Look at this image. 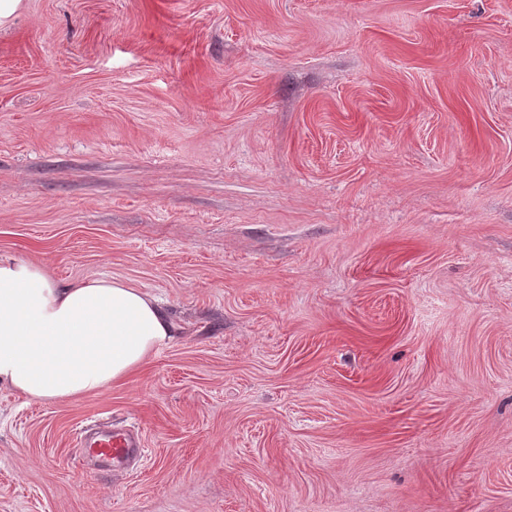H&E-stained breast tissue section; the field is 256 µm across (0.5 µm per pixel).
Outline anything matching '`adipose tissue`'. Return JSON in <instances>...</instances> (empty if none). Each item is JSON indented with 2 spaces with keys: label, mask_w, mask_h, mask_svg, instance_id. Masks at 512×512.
I'll list each match as a JSON object with an SVG mask.
<instances>
[{
  "label": "adipose tissue",
  "mask_w": 512,
  "mask_h": 512,
  "mask_svg": "<svg viewBox=\"0 0 512 512\" xmlns=\"http://www.w3.org/2000/svg\"><path fill=\"white\" fill-rule=\"evenodd\" d=\"M157 299L102 277L59 286L42 266L0 256V384L56 402L125 379L170 342Z\"/></svg>",
  "instance_id": "1"
}]
</instances>
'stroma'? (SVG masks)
I'll use <instances>...</instances> for the list:
<instances>
[{
  "label": "stroma",
  "instance_id": "stroma-1",
  "mask_svg": "<svg viewBox=\"0 0 512 512\" xmlns=\"http://www.w3.org/2000/svg\"><path fill=\"white\" fill-rule=\"evenodd\" d=\"M0 256L176 327L0 385V512H512V0H22ZM95 426L92 434L80 432L77 438L78 456L83 461L94 460L112 470L115 462L124 464L141 455L140 442L131 429L118 428L109 422Z\"/></svg>",
  "mask_w": 512,
  "mask_h": 512
}]
</instances>
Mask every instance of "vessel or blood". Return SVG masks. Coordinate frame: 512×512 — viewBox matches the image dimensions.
<instances>
[{
	"instance_id": "1",
	"label": "vessel or blood",
	"mask_w": 512,
	"mask_h": 512,
	"mask_svg": "<svg viewBox=\"0 0 512 512\" xmlns=\"http://www.w3.org/2000/svg\"><path fill=\"white\" fill-rule=\"evenodd\" d=\"M77 445L78 455L83 461L94 460L107 467L142 453L140 442L132 430L108 422L97 424L92 434H79Z\"/></svg>"
}]
</instances>
